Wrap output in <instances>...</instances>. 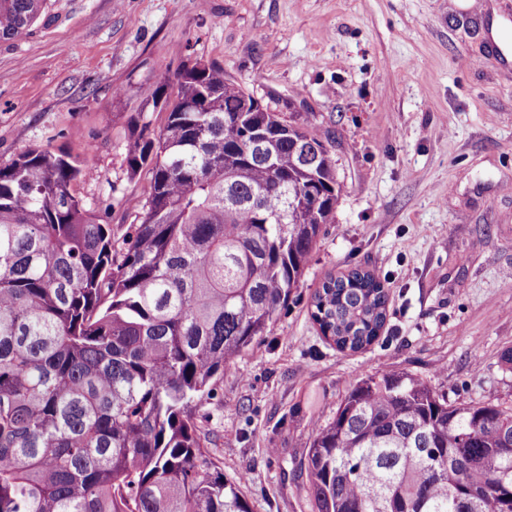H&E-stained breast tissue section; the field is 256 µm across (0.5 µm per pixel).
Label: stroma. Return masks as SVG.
I'll list each match as a JSON object with an SVG mask.
<instances>
[{
	"label": "stroma",
	"instance_id": "obj_1",
	"mask_svg": "<svg viewBox=\"0 0 512 512\" xmlns=\"http://www.w3.org/2000/svg\"><path fill=\"white\" fill-rule=\"evenodd\" d=\"M48 0L0 40V158L51 147L93 172L86 208L129 227L150 175L125 162L153 72L198 60L314 126L336 164L325 225L267 336L195 418L252 512H313L307 453L359 379H425L449 404L512 407V64L488 29L512 0ZM93 152H86V145ZM361 267L388 293L378 339L341 351L313 321L330 276Z\"/></svg>",
	"mask_w": 512,
	"mask_h": 512
}]
</instances>
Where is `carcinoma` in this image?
I'll list each match as a JSON object with an SVG mask.
<instances>
[{"label": "carcinoma", "mask_w": 512, "mask_h": 512, "mask_svg": "<svg viewBox=\"0 0 512 512\" xmlns=\"http://www.w3.org/2000/svg\"><path fill=\"white\" fill-rule=\"evenodd\" d=\"M46 6L0 0V39ZM164 95L163 127L127 148L151 178L120 243L71 192L87 167L48 147L0 160V512H251L249 474L224 477L194 412L298 287L335 221L334 164L315 128L245 111L219 65L154 73L139 117ZM387 305L356 268L322 283L312 318L358 351ZM505 434L512 408L368 375L316 427L308 489L316 512H512Z\"/></svg>", "instance_id": "carcinoma-1"}]
</instances>
